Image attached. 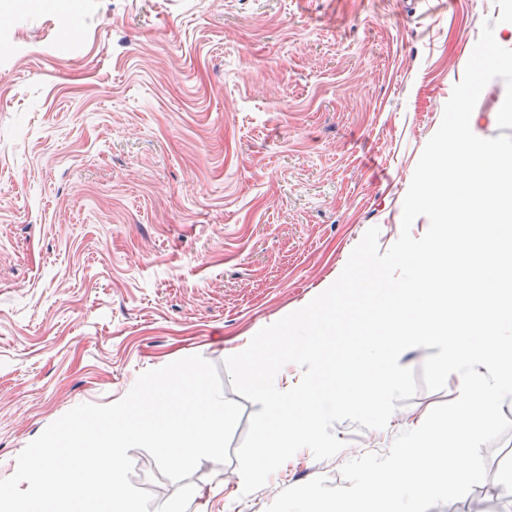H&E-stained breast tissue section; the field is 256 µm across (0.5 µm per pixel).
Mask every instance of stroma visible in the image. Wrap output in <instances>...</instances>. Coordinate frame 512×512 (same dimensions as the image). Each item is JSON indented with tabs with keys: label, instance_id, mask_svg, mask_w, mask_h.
Here are the masks:
<instances>
[{
	"label": "stroma",
	"instance_id": "1",
	"mask_svg": "<svg viewBox=\"0 0 512 512\" xmlns=\"http://www.w3.org/2000/svg\"><path fill=\"white\" fill-rule=\"evenodd\" d=\"M0 479L81 403L198 354L222 365L388 250L494 0H0ZM342 458L188 512H266Z\"/></svg>",
	"mask_w": 512,
	"mask_h": 512
}]
</instances>
